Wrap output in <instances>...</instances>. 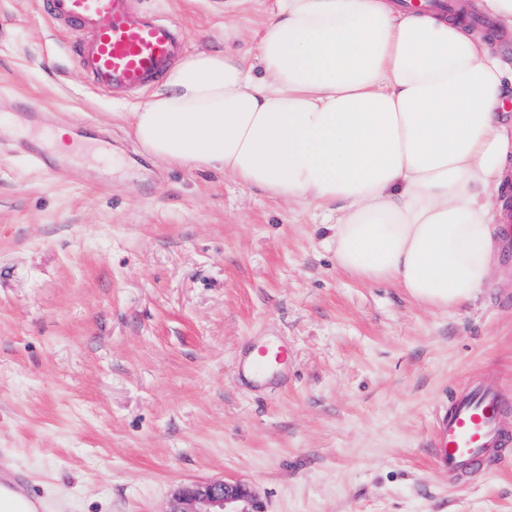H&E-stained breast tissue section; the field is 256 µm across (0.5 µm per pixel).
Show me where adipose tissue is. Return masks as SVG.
I'll list each match as a JSON object with an SVG mask.
<instances>
[{
    "instance_id": "ef3b65f1",
    "label": "adipose tissue",
    "mask_w": 512,
    "mask_h": 512,
    "mask_svg": "<svg viewBox=\"0 0 512 512\" xmlns=\"http://www.w3.org/2000/svg\"><path fill=\"white\" fill-rule=\"evenodd\" d=\"M466 9L273 0L253 59L188 56L133 114L166 165L335 206L336 263L440 311L492 281L512 176V64Z\"/></svg>"
}]
</instances>
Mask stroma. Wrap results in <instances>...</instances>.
I'll list each match as a JSON object with an SVG mask.
<instances>
[{"label":"stroma","instance_id":"35a3bbf8","mask_svg":"<svg viewBox=\"0 0 512 512\" xmlns=\"http://www.w3.org/2000/svg\"><path fill=\"white\" fill-rule=\"evenodd\" d=\"M134 3L189 55H249L266 9ZM149 96L95 90L39 0H0V478L43 512H167L222 478L268 512H512V453L455 483L430 454L455 388L512 398V258L450 311L358 281L335 213L143 153ZM264 336L294 359L255 394L238 364Z\"/></svg>","mask_w":512,"mask_h":512}]
</instances>
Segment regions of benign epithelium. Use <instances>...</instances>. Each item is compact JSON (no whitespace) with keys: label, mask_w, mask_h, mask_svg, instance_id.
Masks as SVG:
<instances>
[{"label":"benign epithelium","mask_w":512,"mask_h":512,"mask_svg":"<svg viewBox=\"0 0 512 512\" xmlns=\"http://www.w3.org/2000/svg\"><path fill=\"white\" fill-rule=\"evenodd\" d=\"M168 512H266L256 491L238 481H205L178 487Z\"/></svg>","instance_id":"obj_1"}]
</instances>
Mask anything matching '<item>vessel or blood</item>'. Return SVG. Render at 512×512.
<instances>
[{
  "instance_id": "b4317fda",
  "label": "vessel or blood",
  "mask_w": 512,
  "mask_h": 512,
  "mask_svg": "<svg viewBox=\"0 0 512 512\" xmlns=\"http://www.w3.org/2000/svg\"><path fill=\"white\" fill-rule=\"evenodd\" d=\"M58 27L78 34L72 46L79 70L89 84L112 93L145 90L159 80L181 54L184 43L173 26L154 13L133 8L132 0H40ZM257 353L241 365L242 378L260 387L288 366L285 339H264ZM512 401L486 383L472 380L458 387L439 417L433 462L449 480L478 476L499 458L512 437L504 418Z\"/></svg>"
}]
</instances>
